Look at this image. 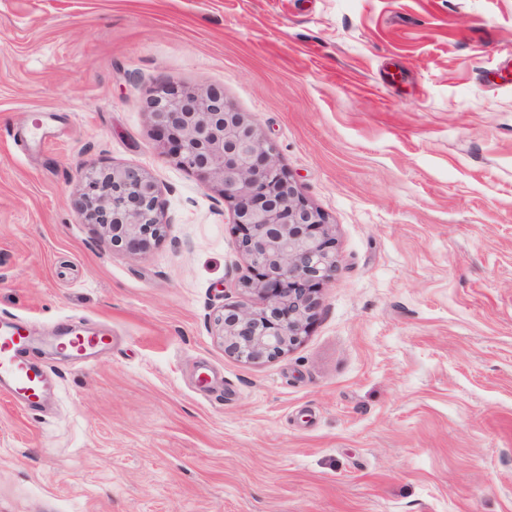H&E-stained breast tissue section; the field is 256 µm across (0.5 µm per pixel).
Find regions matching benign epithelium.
Here are the masks:
<instances>
[{"instance_id":"benign-epithelium-1","label":"benign epithelium","mask_w":512,"mask_h":512,"mask_svg":"<svg viewBox=\"0 0 512 512\" xmlns=\"http://www.w3.org/2000/svg\"><path fill=\"white\" fill-rule=\"evenodd\" d=\"M148 111L177 162L231 204L238 250L253 271L242 283L248 297L224 305V350L249 363L278 357L307 335L319 291L336 275L332 225L223 88L161 85L150 92ZM82 180L79 221L98 225L113 246L140 253L165 235L159 187L144 169L87 165Z\"/></svg>"}]
</instances>
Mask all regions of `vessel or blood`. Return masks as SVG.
Segmentation results:
<instances>
[{
    "mask_svg": "<svg viewBox=\"0 0 512 512\" xmlns=\"http://www.w3.org/2000/svg\"><path fill=\"white\" fill-rule=\"evenodd\" d=\"M63 346L69 357L85 364L99 345L100 339L71 329L63 335ZM30 342L24 326L17 321L0 319V386L22 407H35L47 389L45 373L28 358Z\"/></svg>",
    "mask_w": 512,
    "mask_h": 512,
    "instance_id": "1",
    "label": "vessel or blood"
}]
</instances>
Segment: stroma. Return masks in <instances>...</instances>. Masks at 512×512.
Returning <instances> with one entry per match:
<instances>
[{"instance_id":"1","label":"stroma","mask_w":512,"mask_h":512,"mask_svg":"<svg viewBox=\"0 0 512 512\" xmlns=\"http://www.w3.org/2000/svg\"><path fill=\"white\" fill-rule=\"evenodd\" d=\"M223 86L328 217L300 343L250 364L219 319L248 261L147 109ZM145 169L132 255L81 163ZM45 409L0 393V512H512V0H0V318ZM105 333L89 364L62 325ZM82 180L79 221L97 224L110 235L113 246L140 253L165 235L169 223L161 209L159 187L144 169L86 165Z\"/></svg>"}]
</instances>
